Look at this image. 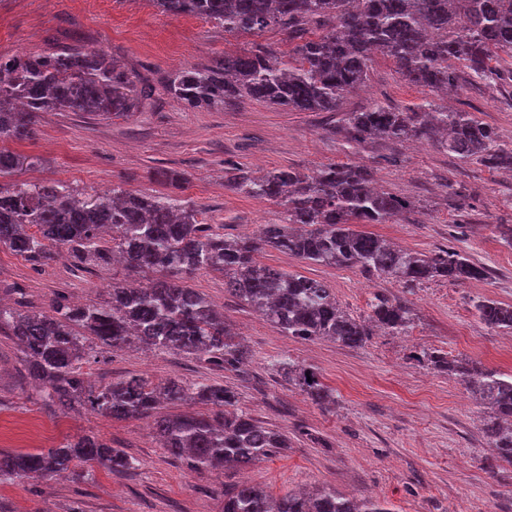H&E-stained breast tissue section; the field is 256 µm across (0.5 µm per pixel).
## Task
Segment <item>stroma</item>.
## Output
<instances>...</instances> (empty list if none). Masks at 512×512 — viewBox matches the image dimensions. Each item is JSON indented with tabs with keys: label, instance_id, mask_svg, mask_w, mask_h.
Listing matches in <instances>:
<instances>
[{
	"label": "stroma",
	"instance_id": "35a3bbf8",
	"mask_svg": "<svg viewBox=\"0 0 512 512\" xmlns=\"http://www.w3.org/2000/svg\"><path fill=\"white\" fill-rule=\"evenodd\" d=\"M255 42L278 52L288 49L279 30L256 37L228 32L214 20L162 14L151 0H0V57L103 49L132 74L148 77L154 88L150 106L128 116L39 113L32 135L9 144L42 160L18 172V179L61 181L85 196L115 186L172 192L198 209L212 230L234 238L277 223L281 208L225 187L226 168L291 166L311 172L356 162L370 167L383 189L411 204L404 219L368 225V232L415 252L460 251L485 266L489 277L406 285L275 250L260 253L263 264L324 282L353 317L368 315L378 291L411 308L407 332H379L352 349L282 335L225 291L223 274L196 272L191 287L223 308L252 353L245 373L224 372L225 386L236 392L239 408L288 437L280 453L224 473L189 471L160 447L151 420L47 407L25 383L15 344L0 335V450L55 448L94 434L135 460L121 475L97 467L78 477L0 484V512H220L225 487L245 481L274 496L328 486L384 500L392 512H512V464L497 459L482 437L483 405L459 379L415 359L421 350H438L512 374V335L485 327L473 309L480 298L512 305V173L460 160L427 142L350 145L336 132L348 113L377 104L401 110L446 104L473 113L511 148L512 80L488 84L464 75L447 98L406 84L378 54L366 87L347 94L336 112L288 111L256 101L191 110L165 95L171 74L210 65ZM159 169L183 173L186 181L171 189L152 179ZM127 275L120 264L78 270L64 256L40 264L0 248V300L10 304L23 300L45 310L60 296L102 302L107 284ZM281 361L314 368L332 400L315 404L277 371ZM82 371L95 388L132 374L155 383L215 379L190 356L135 345L93 348Z\"/></svg>",
	"mask_w": 512,
	"mask_h": 512
}]
</instances>
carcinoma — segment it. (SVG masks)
I'll use <instances>...</instances> for the list:
<instances>
[{
	"label": "carcinoma",
	"instance_id": "cac0c4a2",
	"mask_svg": "<svg viewBox=\"0 0 512 512\" xmlns=\"http://www.w3.org/2000/svg\"><path fill=\"white\" fill-rule=\"evenodd\" d=\"M169 16L195 15L224 30L259 35L276 28L291 49L279 54L256 45L224 54L216 67L183 68L167 79L166 93L189 109L259 101L298 112H335L344 96L365 86L373 55L392 60L406 83L424 88L456 84L463 68L479 79L500 77L492 61L512 59V0H151ZM102 49L30 51L0 58V142L30 136L37 114L92 112L105 118L140 110L146 87ZM343 138L363 144L433 142L460 159L512 169V148L470 112L429 105L402 111L375 106L348 115ZM41 159L0 148V248L33 261L65 251L74 266L115 258L133 273L152 275L144 286L112 282L109 300L49 310H21L0 303V333L20 348V362L50 406H79L113 419H142L163 402L204 405L155 420L168 453L191 470L249 467L287 447V439L236 408L237 395L220 383L171 379L154 386L128 375L97 389L81 371L89 341L100 348L138 345L191 355L213 370L241 372L250 360L234 342L224 314L188 278L201 270L224 274L226 291L260 314L281 334L363 346L373 330L406 332L411 309L382 292L370 314L356 319L337 304L324 283L274 269L257 256L270 248L306 263L357 268L369 277L405 284L441 278L466 283L487 276L485 267L458 251L420 253L398 249L357 224H388L408 212L404 198L376 187L365 166L326 164L311 173L281 167L254 176L232 167L224 185L283 207L281 222L258 235L226 239L198 221V211L169 195L120 187L80 197L61 182H28L15 173ZM479 322L512 333V305L482 298ZM462 381L488 410L483 437L496 458L512 463V374L466 360L421 351L416 355ZM279 371L313 402L329 400L314 371L279 364ZM135 460L92 435L39 452H0V484L34 476L102 466L112 474ZM222 512H392L376 498L345 496L330 487L273 497L247 483L224 489Z\"/></svg>",
	"mask_w": 512,
	"mask_h": 512
}]
</instances>
